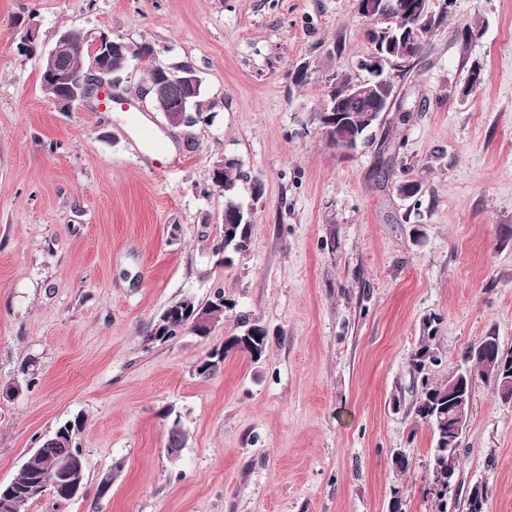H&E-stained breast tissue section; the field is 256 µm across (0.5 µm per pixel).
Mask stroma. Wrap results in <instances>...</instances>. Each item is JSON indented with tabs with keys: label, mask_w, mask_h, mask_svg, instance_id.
<instances>
[{
	"label": "stroma",
	"mask_w": 512,
	"mask_h": 512,
	"mask_svg": "<svg viewBox=\"0 0 512 512\" xmlns=\"http://www.w3.org/2000/svg\"><path fill=\"white\" fill-rule=\"evenodd\" d=\"M442 4L396 82L407 121L342 155L316 114L334 78L366 76L357 0H0V385L27 363L38 378L0 393V483L75 417L86 464L79 496L25 512H389L396 487L402 512H434L431 432L394 406L420 324L442 318L447 372L488 332L512 346V0ZM99 30L199 72L209 120L192 128L140 96L141 68L124 73L125 98L177 147L170 168L123 113L43 92L57 33ZM227 155L263 186L240 187L252 242L229 266L212 182ZM404 180L418 197L398 196ZM218 287L209 336L147 343L165 308ZM243 314L267 327L265 354L198 375ZM169 410L187 433L174 463ZM462 446L461 490L486 482L490 512H512V403L481 379Z\"/></svg>",
	"instance_id": "35a3bbf8"
}]
</instances>
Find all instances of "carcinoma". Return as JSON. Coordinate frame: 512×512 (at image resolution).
<instances>
[{
	"label": "carcinoma",
	"instance_id": "carcinoma-1",
	"mask_svg": "<svg viewBox=\"0 0 512 512\" xmlns=\"http://www.w3.org/2000/svg\"><path fill=\"white\" fill-rule=\"evenodd\" d=\"M410 0H380L381 15L384 26L378 30H369L368 36L372 43H377L389 33L397 32V28L409 26L415 29V48L409 58L399 66V71H411L414 63L425 54V36L436 24L437 18L426 14L418 17L408 11ZM88 56L81 50L68 55L64 67L69 74L81 76L88 71L86 60ZM353 81L342 77L332 87L330 96L336 100V107L345 112L346 126L344 131L351 136L354 145L366 143L370 140V132L379 124L372 119L371 113L381 111L390 112L396 105V85H391L387 93L374 83L367 85L366 96L355 99L350 95ZM253 183V188L261 189L260 181L250 175L244 166H231L224 169L220 188L224 191L225 207L228 212L249 213L238 199V189L243 183ZM251 236L252 225H233V230L224 232L217 250L228 253H244L249 248V242H241L240 233ZM246 329L244 333L252 337V343L245 346L242 352L254 360H259L267 349L268 331L259 321L243 320ZM189 324L188 317L181 314V310L169 308L166 315L158 320L150 331V335H159L163 341H169L181 335ZM442 318L428 317L420 326V336L414 351L410 356L411 383L409 390L413 400L409 408V415L416 423H422L431 429L433 448L429 457L430 473L427 478L428 492L432 495L436 512H448V476L457 475L463 458V449L456 448L448 441L453 431L459 427L467 426L469 418L466 412L459 411L450 399L462 386L474 381L472 370H456L447 377L439 380L435 377L438 368L444 363V352L440 342L439 332ZM503 353L512 358V347L503 345L499 337L489 333L482 340L470 347L467 358L476 362L477 373L485 381L492 384L498 397L504 402H512V380H506L497 370L495 362L496 353ZM22 379H15L6 386L9 394H20L32 390L38 383L34 371L22 369ZM80 422H75L73 434L53 440L40 439L42 450L35 457L28 459L22 466L18 476L9 483L12 500L11 512H24L25 507L34 502L35 498L28 495V488L36 483L46 481L65 474L74 465L77 455L82 453L77 444L80 433ZM186 435L180 426V420H175L168 432L167 447L184 448ZM491 493L487 484L479 482L473 486V493L463 502V512H489V499Z\"/></svg>",
	"mask_w": 512,
	"mask_h": 512
}]
</instances>
